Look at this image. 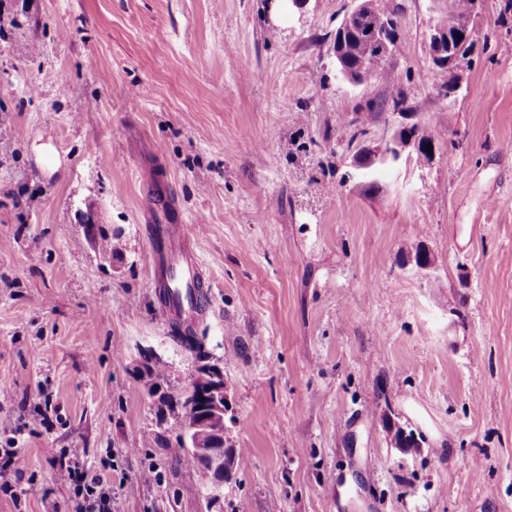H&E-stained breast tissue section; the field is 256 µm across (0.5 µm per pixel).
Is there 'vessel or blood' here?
Returning a JSON list of instances; mask_svg holds the SVG:
<instances>
[{
    "instance_id": "b4317fda",
    "label": "vessel or blood",
    "mask_w": 512,
    "mask_h": 512,
    "mask_svg": "<svg viewBox=\"0 0 512 512\" xmlns=\"http://www.w3.org/2000/svg\"><path fill=\"white\" fill-rule=\"evenodd\" d=\"M144 219L152 228L151 263L157 284H169L178 276L189 288L190 301L166 300L171 325L179 334L193 332L208 305L207 277L198 253L187 250V242L196 240L197 233L183 214L179 213L168 195H155L144 211Z\"/></svg>"
}]
</instances>
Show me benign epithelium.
<instances>
[{
  "label": "benign epithelium",
  "instance_id": "7a95c632",
  "mask_svg": "<svg viewBox=\"0 0 512 512\" xmlns=\"http://www.w3.org/2000/svg\"><path fill=\"white\" fill-rule=\"evenodd\" d=\"M354 7L344 17L340 30L358 23L372 10L369 0H353ZM471 32L465 19L448 18V23L437 26L429 36V53L438 69H450L460 58L466 47V39ZM366 39L375 53L386 56L391 52V35L386 30L369 28ZM336 67L342 76L353 84H360L375 74L371 57L360 59L358 65L351 69L341 61L340 44H334ZM417 136L414 125L405 124L390 140L377 146L364 148L356 160L357 169L367 174L378 163L399 159L403 149ZM190 389L202 400L203 410L185 422V431L189 437V447L197 459L208 465L213 473L214 487L224 484L226 465L224 461V413L227 406V394L224 374L220 369L208 373L198 372L193 375Z\"/></svg>",
  "mask_w": 512,
  "mask_h": 512
}]
</instances>
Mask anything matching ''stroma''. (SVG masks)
I'll return each mask as SVG.
<instances>
[{
	"label": "stroma",
	"instance_id": "obj_1",
	"mask_svg": "<svg viewBox=\"0 0 512 512\" xmlns=\"http://www.w3.org/2000/svg\"><path fill=\"white\" fill-rule=\"evenodd\" d=\"M399 2L388 78L355 85L351 0H0V448L26 462L0 512H73L72 448L120 512H512V0H475L446 71L448 0ZM399 95L430 146L363 177ZM144 169L200 224L192 348L157 301ZM205 364L246 456L218 489L174 454ZM450 29L454 41L450 36ZM471 28L466 19L448 17V23L437 26L429 36V53L437 69H451L460 58Z\"/></svg>",
	"mask_w": 512,
	"mask_h": 512
}]
</instances>
